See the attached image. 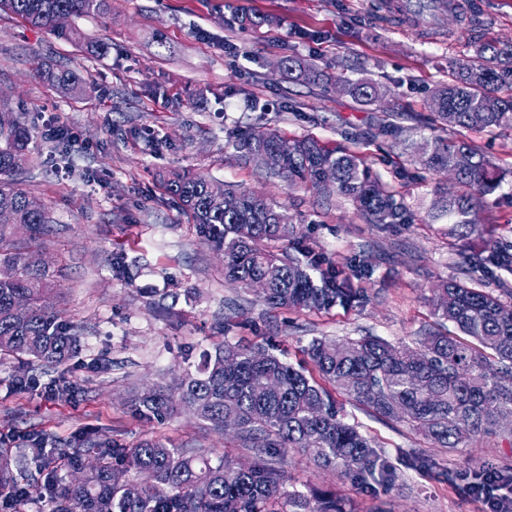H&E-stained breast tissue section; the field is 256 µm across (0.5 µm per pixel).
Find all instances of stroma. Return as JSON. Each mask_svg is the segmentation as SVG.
<instances>
[{
    "instance_id": "1",
    "label": "stroma",
    "mask_w": 512,
    "mask_h": 512,
    "mask_svg": "<svg viewBox=\"0 0 512 512\" xmlns=\"http://www.w3.org/2000/svg\"><path fill=\"white\" fill-rule=\"evenodd\" d=\"M388 0H112V11L75 19L84 39L68 42L0 11V108L21 113L33 130L32 160L15 182L52 219L41 252L54 274L51 302L75 325L80 342L61 366L37 364L41 382L67 379L73 399L16 391V360L0 361V450L18 453L28 432L55 447L107 441L124 448L159 439L175 448L250 461L234 435L190 413L146 421L131 401L146 388L171 386L216 344L270 343L297 363L312 339L340 342L375 335L393 343L435 330L431 288L462 278L458 234L429 216L437 192L458 186L445 172L417 168L381 124L417 127L450 65L488 43L512 46V0H455L439 19L399 23ZM91 41L107 54L88 49ZM304 73L283 74L284 58ZM77 71L91 93L62 94L37 65ZM365 78L379 102L339 92L337 77ZM73 128L66 148L44 138L42 124ZM312 137L359 156L373 177L413 212L410 224L380 229L349 198L289 185L245 160L239 138L258 127ZM471 141L501 169L500 186L479 208L492 238L512 240V134L474 133ZM188 173L285 205L307 242L344 266L363 261L369 300L361 308L289 312L265 306L224 279V260L198 238L168 195L174 174ZM132 263L134 277L118 274ZM337 405L390 457L399 479L371 495L339 471L289 451L284 489L336 494L346 512H485L467 491L471 471L512 476V445L495 437L470 452L437 448L406 424L386 423L346 396ZM417 452L433 471L410 466Z\"/></svg>"
}]
</instances>
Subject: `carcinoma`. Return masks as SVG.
Instances as JSON below:
<instances>
[{"mask_svg": "<svg viewBox=\"0 0 512 512\" xmlns=\"http://www.w3.org/2000/svg\"><path fill=\"white\" fill-rule=\"evenodd\" d=\"M5 9L56 38L76 41L77 29L54 26L58 13L104 15L111 0H0ZM481 60L456 65L448 82L434 90L427 126L442 131L416 145L406 130L382 127L380 133L414 151L426 169H455L463 188L440 195L433 208L465 233L462 257L471 272L496 269L512 274V240H489L475 248L487 225L477 210L480 196L501 182L498 168L467 139L444 132H512V86H504L498 60L512 49L487 45ZM38 75L48 84L84 92L88 82L77 73L45 67ZM344 89L365 104L379 98L365 79H346ZM30 129L15 112H0V359L12 357L62 365L75 353L77 337L61 314L47 304L49 267L30 260L39 248L45 209L9 180L27 159ZM239 149L252 157L278 154L285 166L269 173L290 185L324 187L323 174L336 172V192L350 197L371 223L410 224L412 216L396 194L373 179L354 154H336L313 138L290 139L265 129L244 140ZM200 176L177 177L167 190L195 224L198 235L224 251V277L244 292L259 277L269 280L260 295L271 308L320 311L340 305L361 308L368 301L359 285L365 267L338 266L316 255L291 223L286 208L263 195L233 189L224 197ZM26 227L30 249L18 247V226ZM435 315L459 335L428 332L411 343L393 344L380 336L351 338L338 344L315 338L305 350L307 363L297 366L261 345L218 346L205 352L195 372L179 378L174 390L159 387L136 397L135 415L161 417L188 408L214 430L224 417L239 420L236 438L251 449L248 467L221 456L214 460L184 448L143 440L133 448L108 442L92 453L60 448L56 456L78 482L59 484L54 460L44 457L48 438L28 433V449L43 459L37 487L51 512H344L332 493L308 499L282 491L288 449L309 455L324 468H336L366 492L387 489L398 481L395 465L357 426L336 409L332 392L343 393L386 422L408 424L440 448L466 451L484 435L512 444V305L476 287L474 279L444 281L432 289ZM24 468L29 458L0 452V512H16L19 489L12 466Z\"/></svg>", "mask_w": 512, "mask_h": 512, "instance_id": "cac0c4a2", "label": "carcinoma"}]
</instances>
